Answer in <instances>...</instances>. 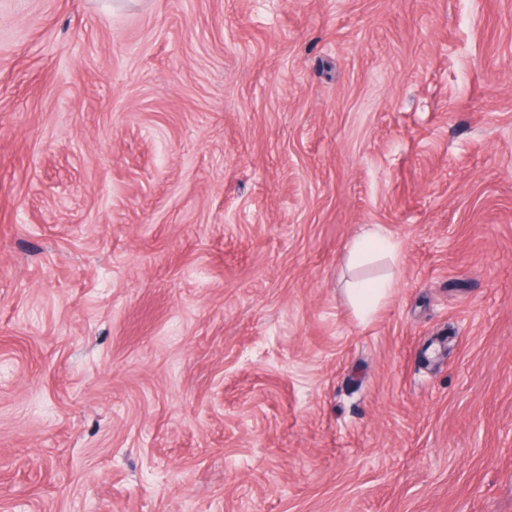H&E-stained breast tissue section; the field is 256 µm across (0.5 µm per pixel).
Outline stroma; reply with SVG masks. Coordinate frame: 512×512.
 I'll list each match as a JSON object with an SVG mask.
<instances>
[{"label":"stroma","instance_id":"stroma-1","mask_svg":"<svg viewBox=\"0 0 512 512\" xmlns=\"http://www.w3.org/2000/svg\"><path fill=\"white\" fill-rule=\"evenodd\" d=\"M0 512H512V0H0ZM363 233L355 238L349 248L350 260L361 258L371 249L394 252V245L389 239L386 230L379 224H370ZM393 285L390 281L373 282L364 279H354L350 282L348 292L357 308L358 313L369 317L392 291Z\"/></svg>","mask_w":512,"mask_h":512}]
</instances>
